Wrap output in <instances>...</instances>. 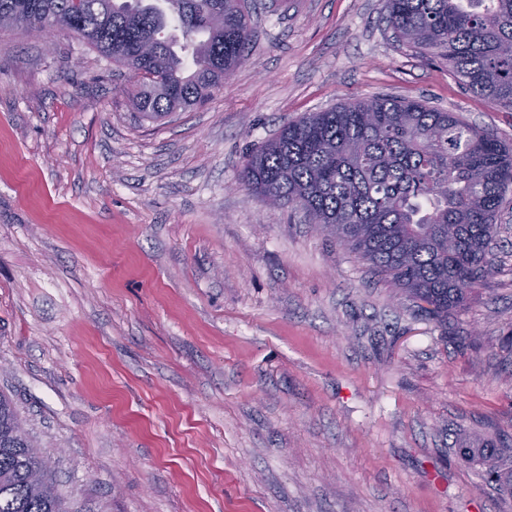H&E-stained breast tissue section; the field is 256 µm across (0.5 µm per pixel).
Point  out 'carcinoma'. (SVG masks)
I'll return each instance as SVG.
<instances>
[{"label":"carcinoma","instance_id":"obj_1","mask_svg":"<svg viewBox=\"0 0 512 512\" xmlns=\"http://www.w3.org/2000/svg\"><path fill=\"white\" fill-rule=\"evenodd\" d=\"M402 43L448 62L471 92L512 110V0H385ZM176 23L178 38L163 36ZM75 33L143 76L140 118L193 111L246 60L248 0H0V32ZM240 181L300 209L439 324L488 279L497 215L512 187V149L455 112L388 94L289 122L248 156ZM12 401L0 394V512H80L56 487ZM490 474L512 494V465Z\"/></svg>","mask_w":512,"mask_h":512}]
</instances>
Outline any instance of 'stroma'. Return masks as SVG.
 <instances>
[{
	"mask_svg": "<svg viewBox=\"0 0 512 512\" xmlns=\"http://www.w3.org/2000/svg\"><path fill=\"white\" fill-rule=\"evenodd\" d=\"M383 2L253 0L245 63L157 123L76 36L0 34V394L83 512H512L470 454L512 435V190L443 326L239 180L379 94L512 144Z\"/></svg>",
	"mask_w": 512,
	"mask_h": 512,
	"instance_id": "1",
	"label": "stroma"
}]
</instances>
